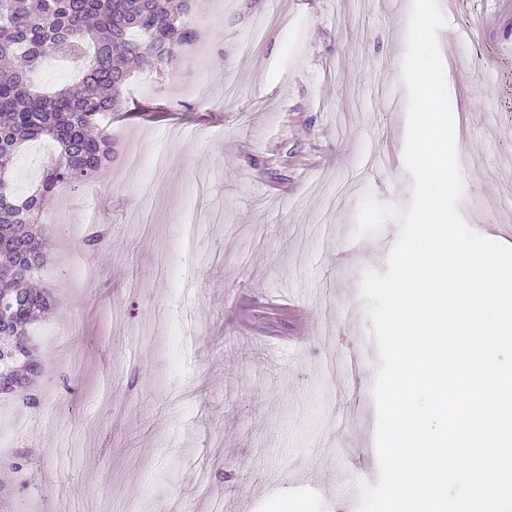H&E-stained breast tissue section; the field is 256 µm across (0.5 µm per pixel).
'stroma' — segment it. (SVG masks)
<instances>
[{"mask_svg":"<svg viewBox=\"0 0 512 512\" xmlns=\"http://www.w3.org/2000/svg\"><path fill=\"white\" fill-rule=\"evenodd\" d=\"M412 0H196L204 69L179 60L110 118L105 178L50 199L38 282L55 309L29 340L38 400L0 396L36 433L0 456L9 508L41 512H359L380 479V360L361 294L397 220L402 61ZM437 32L470 229L512 239V0H445ZM214 93L196 100L201 85ZM166 151L162 184L127 156ZM108 226L91 283L60 270L64 226ZM77 359L69 367L60 354ZM27 465L16 471L13 460Z\"/></svg>","mask_w":512,"mask_h":512,"instance_id":"obj_1","label":"stroma"}]
</instances>
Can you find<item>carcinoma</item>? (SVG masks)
Returning <instances> with one entry per match:
<instances>
[{
    "label": "carcinoma",
    "instance_id": "carcinoma-1",
    "mask_svg": "<svg viewBox=\"0 0 512 512\" xmlns=\"http://www.w3.org/2000/svg\"><path fill=\"white\" fill-rule=\"evenodd\" d=\"M194 0H0V300L22 295L11 326L0 331V353L27 337L29 325L54 308L49 290L34 280L44 261L47 212L56 191L97 180L112 137L99 114L125 108L131 65L161 70L177 49L198 40L188 16ZM53 56L80 63L81 80L52 93L33 87L31 68ZM46 137L55 146L37 186L24 197L11 189L19 148ZM0 395H34L16 388L41 372L35 352L9 360Z\"/></svg>",
    "mask_w": 512,
    "mask_h": 512
}]
</instances>
